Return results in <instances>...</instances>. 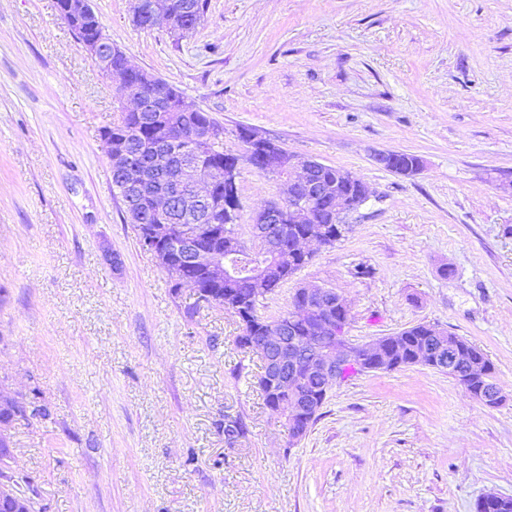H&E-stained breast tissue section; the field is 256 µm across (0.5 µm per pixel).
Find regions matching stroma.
Returning a JSON list of instances; mask_svg holds the SVG:
<instances>
[{
    "label": "stroma",
    "mask_w": 512,
    "mask_h": 512,
    "mask_svg": "<svg viewBox=\"0 0 512 512\" xmlns=\"http://www.w3.org/2000/svg\"><path fill=\"white\" fill-rule=\"evenodd\" d=\"M105 34L174 84L240 151L248 127L366 182L373 196L258 308L297 288L349 303L366 344L419 323L495 366L484 406L422 365L335 387L291 442L227 310L173 290L112 189L102 134L126 99L57 0H0V395L47 406L11 429L39 512H476L512 498V0H208L178 38L129 0ZM379 151L421 168L378 167ZM237 222L283 179L241 165ZM452 268L443 277L442 268ZM247 433L224 439V418Z\"/></svg>",
    "instance_id": "35a3bbf8"
}]
</instances>
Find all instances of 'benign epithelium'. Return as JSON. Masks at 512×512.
Returning <instances> with one entry per match:
<instances>
[{
    "label": "benign epithelium",
    "instance_id": "7a95c632",
    "mask_svg": "<svg viewBox=\"0 0 512 512\" xmlns=\"http://www.w3.org/2000/svg\"><path fill=\"white\" fill-rule=\"evenodd\" d=\"M133 17L147 16L156 27L168 28L170 24V0H131ZM59 12L68 16L75 25L90 22L94 15L91 0H60ZM80 44L91 57L99 58L112 51L111 39L100 33L81 39ZM122 89L128 110L142 112L146 109L162 111L166 102L160 95L145 98L138 89L126 84ZM110 169L118 173L124 189L140 188L147 179V165L142 157L123 149L118 156H112V134L103 137ZM169 137L152 146L155 161L160 163L155 174L160 182L171 186V191L157 197L153 219L156 223L146 226L144 249L155 256L166 268H187L201 264L206 276L216 282L224 280V251L207 245L215 236L203 209L213 188L219 183L236 177V169L198 166L191 154H185L179 164L164 168ZM279 163L288 167L287 197L296 203L299 213L310 211L320 196V187L314 180L320 161L312 157L290 155L280 158ZM186 197L184 213L193 221L190 229L179 236L172 235L171 225L166 223L169 205L174 198ZM369 198V189L359 200H349L336 195V217L349 214L361 207ZM262 223L253 226L252 238L257 246L254 251L263 255L278 256L279 241L286 236L283 226L285 216L282 203L271 202L259 210ZM328 227L312 228L298 236L291 243L296 254H308L304 244L313 241L325 244ZM292 313L286 320H279L268 327L263 336H254L248 352L262 361L259 378L276 396L284 397L289 408L285 426L294 439L301 438L311 419L321 410L329 391L343 382L348 367L361 373L383 371L395 367L391 352L392 337L383 336L371 343L355 345L345 334L348 324L349 305L347 300L329 288H300L292 297ZM305 328L308 336L299 335L298 329ZM429 336L412 354V362L432 367L455 376L461 385H478L475 398L487 407L499 406L504 397L498 387L485 382L489 368L486 361L475 356L473 351L462 345L450 333L433 325L428 326ZM0 512H31L27 497L17 494L8 486L0 484Z\"/></svg>",
    "mask_w": 512,
    "mask_h": 512
}]
</instances>
